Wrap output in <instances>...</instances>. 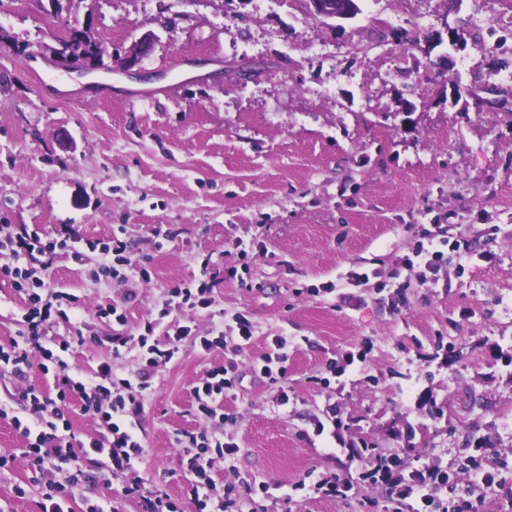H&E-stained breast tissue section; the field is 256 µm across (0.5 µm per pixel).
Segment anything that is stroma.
<instances>
[{
    "label": "stroma",
    "instance_id": "1",
    "mask_svg": "<svg viewBox=\"0 0 512 512\" xmlns=\"http://www.w3.org/2000/svg\"><path fill=\"white\" fill-rule=\"evenodd\" d=\"M360 6L338 30L310 0L0 8V225L45 242L117 232L150 273L99 279L96 253L79 263L57 252L45 280L83 314L85 342L68 362L135 370L140 324L180 284L211 285L217 308L254 329L240 353L187 347L156 369L143 401L146 453L126 471L88 468L91 502L140 512L142 497L165 493L197 512L178 440L204 423L195 382L231 360L224 439L239 450L211 472L233 487L227 512H392L388 488L351 465V445L399 449L406 473L475 458L506 479L483 512H512V111L474 107L485 87L512 102L501 79L512 0H410L426 22L408 28L407 46L371 17L396 0ZM88 15L108 52L104 68L80 77L47 55L61 20ZM490 16L493 37L473 24ZM447 25L467 26L463 49L431 43ZM149 31L148 79L117 72ZM242 67L255 68L252 80L238 81ZM436 224L449 244L424 283L405 260ZM461 252L472 264L459 267ZM363 272L368 283L356 282ZM115 301L125 323L96 315ZM26 312L0 274V344ZM275 336L287 338L288 362L274 384L251 363ZM350 353L365 363L333 373L330 362ZM324 475L349 482L346 498H311L308 482ZM136 476L140 493L125 495ZM31 477L21 461L0 472V512H39Z\"/></svg>",
    "mask_w": 512,
    "mask_h": 512
}]
</instances>
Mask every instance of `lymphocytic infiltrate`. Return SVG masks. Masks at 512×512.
<instances>
[{
    "label": "lymphocytic infiltrate",
    "instance_id": "obj_1",
    "mask_svg": "<svg viewBox=\"0 0 512 512\" xmlns=\"http://www.w3.org/2000/svg\"><path fill=\"white\" fill-rule=\"evenodd\" d=\"M8 248L13 263L0 266V274L12 279L15 288L27 301V331L25 342L11 341L0 345V365L9 367L20 387L14 393L18 405L29 414L28 420L10 417L0 407V418L11 419L14 428L28 440L25 452L27 465L41 485L40 512H73L85 478V469L91 465L109 463L121 467L132 459L142 458L144 440L137 434L141 425L143 403L140 393L151 386L155 369L172 361L184 343L202 354L223 348V323H215L204 335L197 334L193 325H176L167 334L165 344L153 343L155 321L142 325L138 336L146 344L147 352L134 379L121 378L112 373L110 364H102L96 376H87L64 360L55 359V351H69L73 343L83 340L81 319L75 297H68L65 307L43 301L39 291L45 281L36 271L22 266V259L42 255L41 269H48V260L56 251L69 250L67 239H56L35 246L27 230L9 237ZM39 268V269H40ZM71 326L66 340L54 341L51 332L57 320ZM55 361L54 396H47L30 386L35 358ZM226 366L209 369L193 388L197 407L209 421L217 417V405L223 403L224 392L232 382ZM79 403L83 415L98 421L97 436L83 440L75 434L70 419L72 403ZM186 467L194 480L191 494L206 492L199 508H206L207 498L223 499L210 473L216 460L235 455L236 445L213 438L207 426L185 437ZM350 459L362 477L372 483L389 486L390 496L400 512H474L472 497L476 490L491 493L502 484L498 475L485 470L475 459H467L462 471L467 482H459L456 471L426 466L401 473L394 465V455L375 448L353 449Z\"/></svg>",
    "mask_w": 512,
    "mask_h": 512
}]
</instances>
